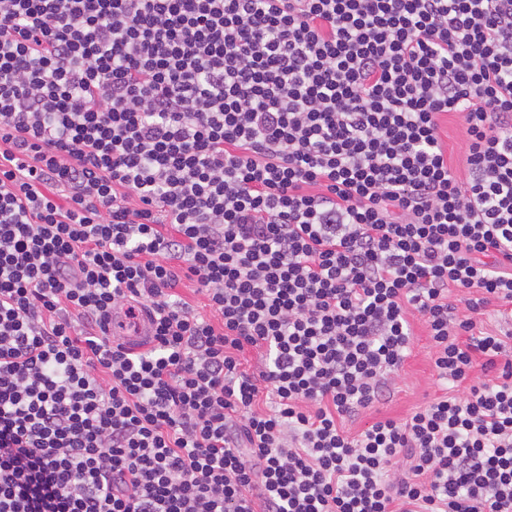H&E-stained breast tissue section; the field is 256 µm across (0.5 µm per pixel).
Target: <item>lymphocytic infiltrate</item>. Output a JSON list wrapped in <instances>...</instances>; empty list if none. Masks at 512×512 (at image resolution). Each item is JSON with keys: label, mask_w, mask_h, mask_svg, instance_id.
Segmentation results:
<instances>
[{"label": "lymphocytic infiltrate", "mask_w": 512, "mask_h": 512, "mask_svg": "<svg viewBox=\"0 0 512 512\" xmlns=\"http://www.w3.org/2000/svg\"><path fill=\"white\" fill-rule=\"evenodd\" d=\"M491 307L512 0H0V512H512ZM443 139L448 144V156L453 160L455 167H462V126L458 114H448L442 121ZM415 342L413 354L393 386L387 402L379 405L378 412L368 414L347 423L352 434L357 433L373 417L384 415L395 418L405 417L414 408L443 393L436 380L430 363V346L423 326L415 321Z\"/></svg>", "instance_id": "obj_1"}]
</instances>
